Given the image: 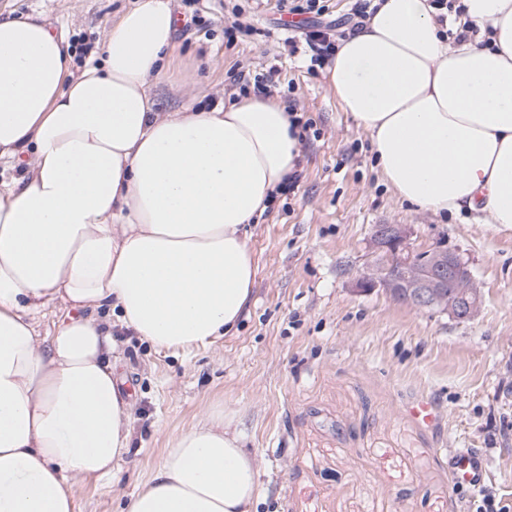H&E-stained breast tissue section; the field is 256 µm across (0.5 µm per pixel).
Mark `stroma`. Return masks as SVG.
Listing matches in <instances>:
<instances>
[{
	"mask_svg": "<svg viewBox=\"0 0 512 512\" xmlns=\"http://www.w3.org/2000/svg\"><path fill=\"white\" fill-rule=\"evenodd\" d=\"M137 0H0L1 16H39L82 68ZM252 33L227 41L233 5ZM175 52L151 88L158 111L232 97L234 71L275 70L276 96L312 119L294 194L251 226L258 273L236 332L186 354L157 351L113 325L115 375L133 407L132 446L115 475L78 483L76 512H119L156 470L168 440L206 410L234 412L260 471L256 512H473L481 494L512 505V227L402 203L370 138L342 111L325 70L287 43L276 0H170ZM408 224L468 260L482 295L459 322L383 292L360 293L373 225ZM432 401L435 425L407 411ZM476 448L483 492L454 488L448 451Z\"/></svg>",
	"mask_w": 512,
	"mask_h": 512,
	"instance_id": "1",
	"label": "stroma"
}]
</instances>
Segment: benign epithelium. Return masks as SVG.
<instances>
[{"label":"benign epithelium","instance_id":"benign-epithelium-1","mask_svg":"<svg viewBox=\"0 0 512 512\" xmlns=\"http://www.w3.org/2000/svg\"><path fill=\"white\" fill-rule=\"evenodd\" d=\"M363 292L380 290L418 310L436 309L470 321L481 304L468 261L443 241L417 247L408 224H376L369 238V260L356 282Z\"/></svg>","mask_w":512,"mask_h":512}]
</instances>
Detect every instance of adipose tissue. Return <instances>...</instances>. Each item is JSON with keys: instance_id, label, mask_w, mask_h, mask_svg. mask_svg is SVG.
Masks as SVG:
<instances>
[{"instance_id": "1", "label": "adipose tissue", "mask_w": 512, "mask_h": 512, "mask_svg": "<svg viewBox=\"0 0 512 512\" xmlns=\"http://www.w3.org/2000/svg\"><path fill=\"white\" fill-rule=\"evenodd\" d=\"M376 0L326 81L397 198L512 225V0ZM169 0H139L74 69L39 18L0 17V512H75L77 481L132 443L101 309L156 350L231 334L257 275L247 227L296 168L284 103L240 94L158 112ZM467 37L456 40L455 35ZM75 317L40 336L48 308ZM258 466L230 411L173 436L122 512H252Z\"/></svg>"}]
</instances>
